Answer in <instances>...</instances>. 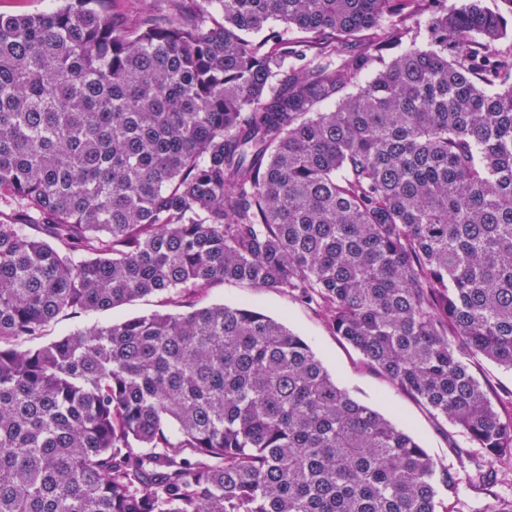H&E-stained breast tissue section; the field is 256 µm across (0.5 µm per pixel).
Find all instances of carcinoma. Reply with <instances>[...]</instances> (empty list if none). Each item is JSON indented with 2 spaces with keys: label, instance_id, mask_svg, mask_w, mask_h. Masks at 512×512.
Listing matches in <instances>:
<instances>
[{
  "label": "carcinoma",
  "instance_id": "carcinoma-1",
  "mask_svg": "<svg viewBox=\"0 0 512 512\" xmlns=\"http://www.w3.org/2000/svg\"><path fill=\"white\" fill-rule=\"evenodd\" d=\"M468 0L0 15V512H512V49ZM317 309L438 465L254 305ZM165 294L179 312L61 316ZM257 299L263 313L286 323L302 336L322 358L336 382L360 402L380 411L413 434L435 460L456 468L448 444L451 435L461 440L455 429L441 418H434L409 394L396 389L381 375L361 362L359 354L325 325L319 313L295 303L279 293H256L235 283H217L199 298L196 308L212 304H243ZM176 308L169 305L167 296L163 294L134 300L133 302L115 307L107 311H96L81 314L77 317H61L49 324L44 331V336L35 339L27 346L41 345L55 340L62 335L78 327H91L107 324L128 317L148 315L154 312H173ZM480 379H485L490 388L499 394H505L512 390V373L499 369L487 361H480L472 368Z\"/></svg>",
  "mask_w": 512,
  "mask_h": 512
}]
</instances>
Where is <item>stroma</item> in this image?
<instances>
[{"instance_id": "35a3bbf8", "label": "stroma", "mask_w": 512, "mask_h": 512, "mask_svg": "<svg viewBox=\"0 0 512 512\" xmlns=\"http://www.w3.org/2000/svg\"><path fill=\"white\" fill-rule=\"evenodd\" d=\"M256 302L263 313L280 319L288 328L302 336L320 356L337 383L360 402L380 411L403 429L413 434L427 453L448 467L456 462L448 444L454 428L445 420L434 418L409 394L396 389L373 369L364 365L359 354L325 325L319 313L295 303L279 293H256L254 289L235 283H218L198 299V306L212 304H243ZM166 295H152L107 311L62 317L49 324L44 341L55 340L79 327L107 324L128 317L169 311Z\"/></svg>"}]
</instances>
